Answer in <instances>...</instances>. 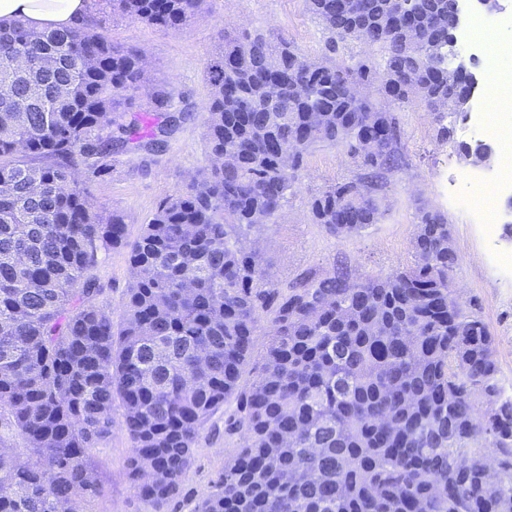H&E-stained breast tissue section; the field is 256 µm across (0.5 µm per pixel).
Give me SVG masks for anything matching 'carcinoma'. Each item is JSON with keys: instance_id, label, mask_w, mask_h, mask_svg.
<instances>
[{"instance_id": "cac0c4a2", "label": "carcinoma", "mask_w": 512, "mask_h": 512, "mask_svg": "<svg viewBox=\"0 0 512 512\" xmlns=\"http://www.w3.org/2000/svg\"><path fill=\"white\" fill-rule=\"evenodd\" d=\"M95 2L169 29L204 0ZM304 4L329 51L339 39L365 51L316 61L258 31L224 35L201 111L210 168L132 241L78 173L99 177L129 148L162 151L185 109L91 15L63 32L0 28V512H84L98 494L90 450L117 400L144 512H512V392L493 336L451 288L445 216L419 207L411 265L358 281L335 266L279 288L250 239L279 223L320 143L346 147L364 175L314 196L312 223L337 237L380 223L377 183L405 163L393 107H423L446 141L441 103L472 93L448 84L450 0ZM141 88L149 125L120 110ZM117 248L131 279L114 321L93 270ZM264 321L271 339L245 383ZM218 413L239 443L194 501L184 476ZM485 448L502 455L492 491Z\"/></svg>"}]
</instances>
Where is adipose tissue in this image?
Here are the masks:
<instances>
[{"label":"adipose tissue","instance_id":"adipose-tissue-1","mask_svg":"<svg viewBox=\"0 0 512 512\" xmlns=\"http://www.w3.org/2000/svg\"><path fill=\"white\" fill-rule=\"evenodd\" d=\"M88 14V0H0V26L23 21L38 30H65Z\"/></svg>","mask_w":512,"mask_h":512}]
</instances>
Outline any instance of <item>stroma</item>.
<instances>
[{"mask_svg":"<svg viewBox=\"0 0 512 512\" xmlns=\"http://www.w3.org/2000/svg\"><path fill=\"white\" fill-rule=\"evenodd\" d=\"M104 32L116 44L142 51L153 83L171 90L191 116L168 136L162 152H123L114 155L110 168L94 178L89 189L101 212L124 216L129 237H137L159 201L185 187L189 174L208 164L205 129L200 111L207 99L204 71L223 32L257 28L271 39L284 38L314 60L327 56L326 37L306 11L303 0H206L200 15L180 30H166L111 14L99 17ZM405 164L386 173L381 196L387 212L381 223L359 235L337 237L311 223L310 199L338 182L362 176V167L341 146L312 147L299 172L279 223L256 232L255 238L272 279L291 285L316 277L340 264L351 278L384 276L410 264V243L420 205L447 215L459 254L455 275L458 297L466 311L488 326L495 340V359L505 385L512 386V271L494 270L488 259L494 253L512 255L503 235L487 237L482 225L460 209L456 197L472 196L464 180L473 172L460 153L469 143L465 115L448 116L453 126L450 140L437 136L438 125L430 113L410 105L398 112ZM102 288L98 303L120 319L130 280L125 249L109 250L93 271ZM223 415L207 424L185 485L190 496L206 493L224 466L229 450L219 431ZM131 444L121 427L91 451V463L101 490L90 499L86 512H144L129 478L126 460Z\"/></svg>","mask_w":512,"mask_h":512,"instance_id":"1","label":"stroma"}]
</instances>
